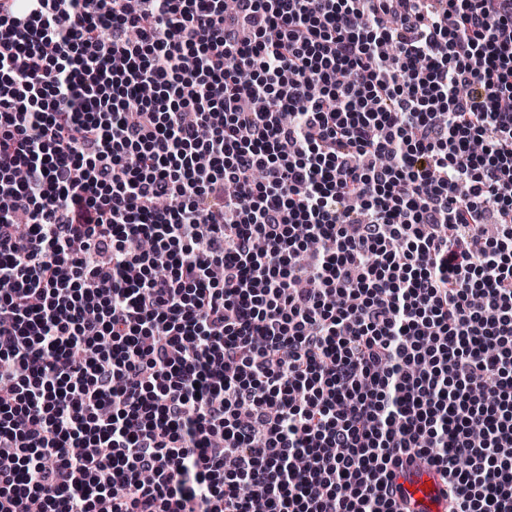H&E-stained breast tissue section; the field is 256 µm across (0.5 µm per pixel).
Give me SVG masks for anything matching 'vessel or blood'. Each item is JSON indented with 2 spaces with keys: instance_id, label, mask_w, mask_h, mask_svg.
I'll list each match as a JSON object with an SVG mask.
<instances>
[{
  "instance_id": "1",
  "label": "vessel or blood",
  "mask_w": 512,
  "mask_h": 512,
  "mask_svg": "<svg viewBox=\"0 0 512 512\" xmlns=\"http://www.w3.org/2000/svg\"><path fill=\"white\" fill-rule=\"evenodd\" d=\"M393 484L404 512H450L448 482L436 466L421 461L404 465Z\"/></svg>"
}]
</instances>
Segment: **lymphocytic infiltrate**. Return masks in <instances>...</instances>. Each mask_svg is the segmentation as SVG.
Segmentation results:
<instances>
[{
  "label": "lymphocytic infiltrate",
  "instance_id": "1",
  "mask_svg": "<svg viewBox=\"0 0 512 512\" xmlns=\"http://www.w3.org/2000/svg\"><path fill=\"white\" fill-rule=\"evenodd\" d=\"M512 512V0H0V512ZM405 512H450L448 481L436 466L416 461L398 469L393 478Z\"/></svg>",
  "mask_w": 512,
  "mask_h": 512
}]
</instances>
